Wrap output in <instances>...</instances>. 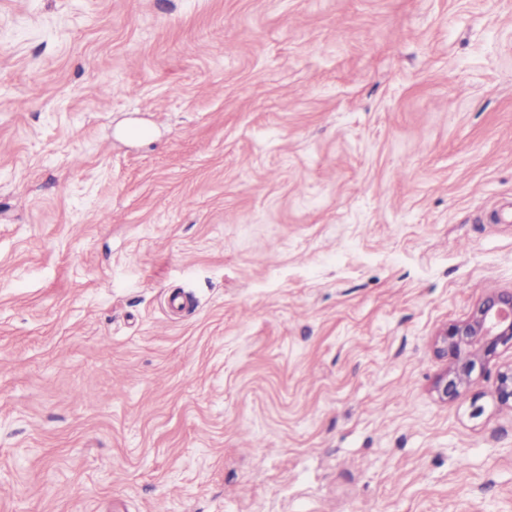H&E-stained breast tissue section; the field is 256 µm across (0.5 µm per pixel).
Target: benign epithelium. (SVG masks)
<instances>
[{
	"label": "benign epithelium",
	"mask_w": 512,
	"mask_h": 512,
	"mask_svg": "<svg viewBox=\"0 0 512 512\" xmlns=\"http://www.w3.org/2000/svg\"><path fill=\"white\" fill-rule=\"evenodd\" d=\"M437 344L449 359L439 392L442 398L454 400L499 349H512V291L489 293L467 319L450 325ZM493 393L501 406L512 409V365L498 372Z\"/></svg>",
	"instance_id": "obj_1"
}]
</instances>
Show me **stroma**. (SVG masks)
I'll use <instances>...</instances> for the list:
<instances>
[{
  "instance_id": "obj_1",
  "label": "stroma",
  "mask_w": 512,
  "mask_h": 512,
  "mask_svg": "<svg viewBox=\"0 0 512 512\" xmlns=\"http://www.w3.org/2000/svg\"><path fill=\"white\" fill-rule=\"evenodd\" d=\"M510 289L512 0H0V512H512ZM437 344L449 359L439 392L442 398L454 400L500 348L512 349V291L489 293L466 320L450 325ZM493 393L501 406L512 409V364L499 370Z\"/></svg>"
}]
</instances>
